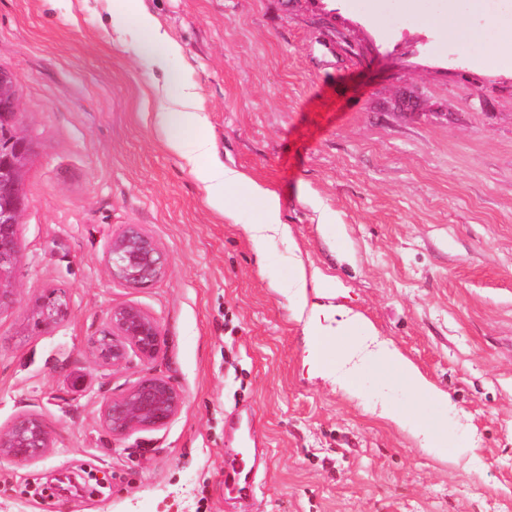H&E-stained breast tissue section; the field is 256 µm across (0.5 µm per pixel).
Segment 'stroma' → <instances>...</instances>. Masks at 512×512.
Wrapping results in <instances>:
<instances>
[{"label":"stroma","mask_w":512,"mask_h":512,"mask_svg":"<svg viewBox=\"0 0 512 512\" xmlns=\"http://www.w3.org/2000/svg\"><path fill=\"white\" fill-rule=\"evenodd\" d=\"M181 48L218 160L275 188L292 241L256 251L171 152L148 82L112 44L109 0H0V66L19 81L26 173L17 289L0 307V426L42 416L54 448L0 481V512H512V66L479 65L512 0H141ZM479 40L426 23L448 8ZM136 224L167 276L113 281V235ZM359 312L448 402L366 361L341 388L302 364L296 262ZM64 289L68 317L33 306ZM159 322L162 350L101 365L112 307ZM184 404L167 427L115 438L105 400L142 375ZM413 412L447 458L379 417ZM254 417L258 488L230 499L224 460ZM464 444L457 454L456 444Z\"/></svg>","instance_id":"stroma-1"}]
</instances>
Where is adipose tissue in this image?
Segmentation results:
<instances>
[{"instance_id":"obj_1","label":"adipose tissue","mask_w":512,"mask_h":512,"mask_svg":"<svg viewBox=\"0 0 512 512\" xmlns=\"http://www.w3.org/2000/svg\"><path fill=\"white\" fill-rule=\"evenodd\" d=\"M112 18L133 21L138 31L139 51L162 58L178 53V46L158 20L135 8L133 0H112ZM161 130L169 149L187 161L202 184L208 205L225 219L237 220L243 201L256 205L257 218L245 227L256 250H263L272 238H290V227L282 218L277 191L215 159L205 133V118L191 83H183L176 92L168 94L167 110L161 115ZM293 288L295 310L305 316L316 338L303 355V364L309 372L343 386L359 363L370 357L386 380L404 384L425 397L436 396V389L418 369L391 342L380 339L361 314L341 306L317 303V296L324 290L317 272L297 265Z\"/></svg>"}]
</instances>
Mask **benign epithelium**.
<instances>
[{
	"label": "benign epithelium",
	"mask_w": 512,
	"mask_h": 512,
	"mask_svg": "<svg viewBox=\"0 0 512 512\" xmlns=\"http://www.w3.org/2000/svg\"><path fill=\"white\" fill-rule=\"evenodd\" d=\"M21 124L16 76L0 68V128L10 139L9 150L0 154V305L12 294L23 184L33 155L32 141L22 133ZM106 262L112 280L129 288H146L167 275L157 241L135 224L127 225L112 238ZM34 313L46 325L63 321L69 313L65 292L53 290L39 299ZM93 349L102 363L114 367L123 364L131 353L150 362L161 350L160 326L134 304L116 306L109 314L106 331L94 340ZM182 406L183 395L169 379L148 374L102 404L100 423L110 435L123 438L165 428ZM51 448V430L38 415H19L0 427L1 460L34 463L49 455Z\"/></svg>",
	"instance_id": "obj_1"
}]
</instances>
